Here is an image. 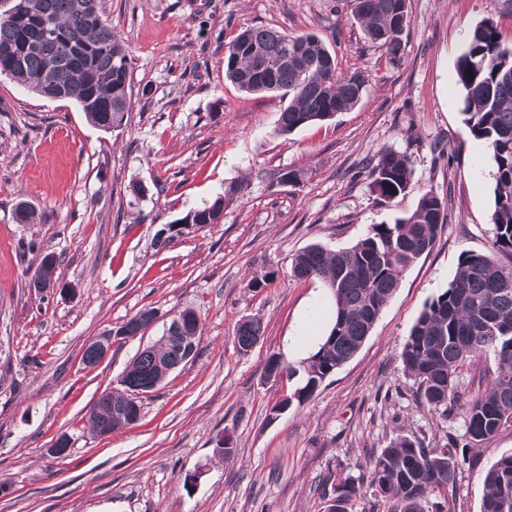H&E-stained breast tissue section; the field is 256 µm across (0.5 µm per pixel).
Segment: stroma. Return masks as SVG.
<instances>
[{
    "instance_id": "1",
    "label": "stroma",
    "mask_w": 512,
    "mask_h": 512,
    "mask_svg": "<svg viewBox=\"0 0 512 512\" xmlns=\"http://www.w3.org/2000/svg\"><path fill=\"white\" fill-rule=\"evenodd\" d=\"M129 47L131 110L102 130L70 99L41 97L0 75V512H326L332 478H366L372 455L401 434L440 448L463 437L462 412L420 409L398 357L419 314L453 280L463 253L490 251L494 169L465 123L454 82L458 56L481 20L512 40V0H408L400 62L366 39L353 0H102ZM268 25L315 35L342 73L362 72L351 110L288 135V101L252 95L224 76L238 32ZM443 143L450 161L432 151ZM384 148L412 161L411 186L380 201L363 167ZM302 170L295 185L278 172ZM231 182L240 198L222 223L155 244L157 232L203 207ZM448 199L434 246L403 274L359 350L313 398L280 415L292 381L264 376L305 325L326 332L334 301L317 281L290 275L319 244L346 248L371 225L408 216L425 190ZM42 213L18 224V200ZM60 260L59 287L27 283L45 254ZM276 278L264 287L254 279ZM203 324L197 353L142 400L140 420L91 433L88 415L118 388L138 351L158 343L184 308ZM151 308L144 335L116 339L86 366L88 344ZM265 333L241 353L239 320ZM69 454H48L59 436ZM229 438L230 457L214 455ZM512 452V427L472 450L448 493L450 512H480L484 476Z\"/></svg>"
}]
</instances>
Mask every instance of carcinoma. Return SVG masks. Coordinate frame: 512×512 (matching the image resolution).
<instances>
[{
    "label": "carcinoma",
    "mask_w": 512,
    "mask_h": 512,
    "mask_svg": "<svg viewBox=\"0 0 512 512\" xmlns=\"http://www.w3.org/2000/svg\"><path fill=\"white\" fill-rule=\"evenodd\" d=\"M355 18L367 37L385 50L392 62L402 57L403 34L409 25L408 0H354ZM336 61L314 35H289L267 26L242 29L224 54V74L251 94L279 93L288 98L278 128L290 134L305 125L329 120V113L346 112L361 100L365 78L359 72L339 74L328 68ZM130 52L104 16L100 0H13L0 15V74L5 73L40 96L73 99L93 125L110 130L121 126L131 107ZM455 83L464 93L466 124L484 141L495 170L492 250L462 255L454 279L420 313L403 342L400 359L417 384V403L433 415L448 416L459 406L465 418V448L490 441L512 425V42L501 38L491 19L469 32L458 57ZM372 184L381 201L389 202L410 187V158L392 149L369 162ZM241 194L230 183L212 202L195 210L196 227L173 233L156 243L165 247L224 218V206ZM447 201L432 189L424 191L413 212L395 224H373L348 248L331 250L313 244L297 253L291 276L318 280L335 303V317L317 349L295 365L270 355L264 373L278 367L287 379H299L294 392L274 408L277 414L293 403L310 400L323 381L350 359L399 287L403 273L430 251L438 228L447 222ZM43 215L27 201L14 210L17 224H39ZM58 259L45 254L35 273V290L54 287ZM157 313L142 309L126 320L121 337L140 335ZM195 326L164 329L159 343L141 351L123 375L122 390L105 393L98 411L89 412L90 430L103 436L134 424L141 406L136 388L158 389L169 363L186 361L196 343ZM264 329L261 320L239 321L235 345L244 354ZM491 354L496 366L487 388L465 402L455 387L457 370L465 361ZM467 464L457 447L426 448L408 435H399L372 456L368 487L390 503L389 512H445L448 502H430L432 492L455 483ZM481 512H512V453L501 455L484 478ZM343 503L338 512H351V503L364 496L351 478L334 484Z\"/></svg>",
    "instance_id": "1"
}]
</instances>
